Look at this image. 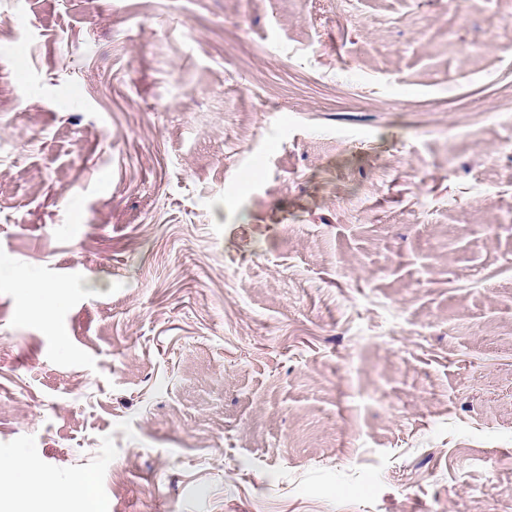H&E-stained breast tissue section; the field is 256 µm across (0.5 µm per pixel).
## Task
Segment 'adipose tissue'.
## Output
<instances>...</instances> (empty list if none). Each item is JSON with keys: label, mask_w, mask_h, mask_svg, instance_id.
Segmentation results:
<instances>
[{"label": "adipose tissue", "mask_w": 512, "mask_h": 512, "mask_svg": "<svg viewBox=\"0 0 512 512\" xmlns=\"http://www.w3.org/2000/svg\"><path fill=\"white\" fill-rule=\"evenodd\" d=\"M0 475L6 477V484L0 485V498L14 496L28 498L40 490L56 488L64 496H79L85 499L87 512H98L92 496L93 475L85 470L75 471L68 483L56 485L52 475L31 457H22L0 462Z\"/></svg>", "instance_id": "ef3b65f1"}]
</instances>
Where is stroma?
I'll list each match as a JSON object with an SVG mask.
<instances>
[{
	"instance_id": "35a3bbf8",
	"label": "stroma",
	"mask_w": 512,
	"mask_h": 512,
	"mask_svg": "<svg viewBox=\"0 0 512 512\" xmlns=\"http://www.w3.org/2000/svg\"><path fill=\"white\" fill-rule=\"evenodd\" d=\"M507 89L512 0H0V458L512 512ZM58 288L59 287L57 286L28 283V288L26 289V309L30 310L32 304L41 308H50L54 306L55 298L59 293Z\"/></svg>"
}]
</instances>
